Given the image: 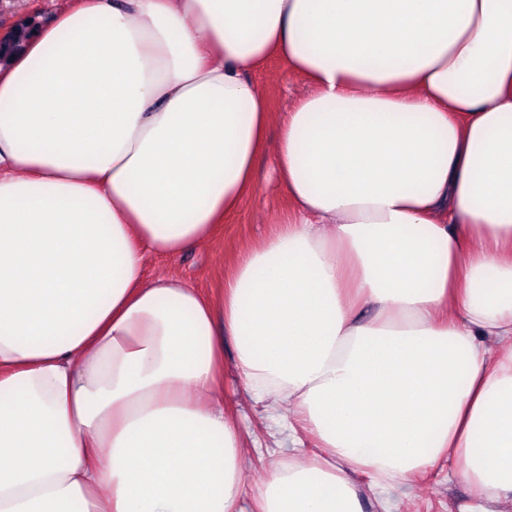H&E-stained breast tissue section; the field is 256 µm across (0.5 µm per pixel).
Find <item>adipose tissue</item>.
<instances>
[{"instance_id": "obj_1", "label": "adipose tissue", "mask_w": 512, "mask_h": 512, "mask_svg": "<svg viewBox=\"0 0 512 512\" xmlns=\"http://www.w3.org/2000/svg\"><path fill=\"white\" fill-rule=\"evenodd\" d=\"M268 148L292 216L215 296L146 278ZM228 340L298 432L250 492ZM443 460L512 512V0H71L0 67V512H364ZM254 78L259 84L273 90L272 106L275 112H286L293 98L304 89L302 79L276 59L271 60L267 69Z\"/></svg>"}]
</instances>
